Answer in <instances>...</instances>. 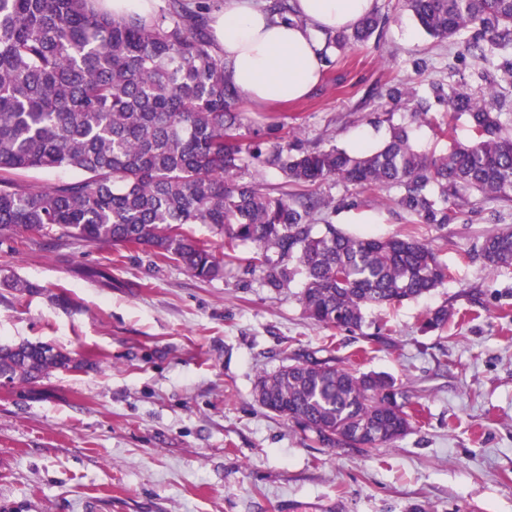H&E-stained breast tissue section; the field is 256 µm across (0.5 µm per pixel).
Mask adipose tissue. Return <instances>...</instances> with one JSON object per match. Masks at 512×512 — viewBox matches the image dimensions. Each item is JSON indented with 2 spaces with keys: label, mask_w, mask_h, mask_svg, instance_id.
<instances>
[{
  "label": "adipose tissue",
  "mask_w": 512,
  "mask_h": 512,
  "mask_svg": "<svg viewBox=\"0 0 512 512\" xmlns=\"http://www.w3.org/2000/svg\"><path fill=\"white\" fill-rule=\"evenodd\" d=\"M294 16L271 14L260 0H225L212 16L226 76L241 98L262 105L308 95L323 67L321 34L355 26L374 0H290Z\"/></svg>",
  "instance_id": "obj_1"
}]
</instances>
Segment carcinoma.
I'll return each mask as SVG.
<instances>
[{"mask_svg": "<svg viewBox=\"0 0 512 512\" xmlns=\"http://www.w3.org/2000/svg\"><path fill=\"white\" fill-rule=\"evenodd\" d=\"M431 37H464L479 60L512 82V0H402ZM96 0H0V236L59 232L91 244L148 247L196 279L224 275V261L252 245L246 274L277 291L298 281L308 319L360 330L371 308L423 297L448 277L426 242L410 234L355 237L336 229L333 199L307 191L337 181L395 191L393 202L421 224L443 228L456 202L474 194L512 199V136L502 114L512 100L496 82L477 100L465 91L438 98L468 117L472 136L439 157L417 151L406 129L380 148L354 154L309 148L297 131L271 123L244 140L235 86L210 39L204 3L168 0L150 17H114ZM372 12L351 32L325 33L339 51L369 40ZM278 170L284 186L256 181ZM66 169L71 181L25 182L19 173ZM206 224L221 247L194 234ZM473 258L489 272L512 267V226L484 237ZM76 273L112 287L108 270ZM0 285L20 300L41 286L17 275ZM448 323L428 313L422 331ZM82 361L44 343L0 345V376L32 384ZM264 408L328 447L376 448L404 436L412 402L381 372L339 367L306 352L257 378Z\"/></svg>", "mask_w": 512, "mask_h": 512, "instance_id": "carcinoma-1", "label": "carcinoma"}]
</instances>
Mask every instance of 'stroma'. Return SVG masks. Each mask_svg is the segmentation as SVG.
Segmentation results:
<instances>
[{"label":"stroma","instance_id":"obj_1","mask_svg":"<svg viewBox=\"0 0 512 512\" xmlns=\"http://www.w3.org/2000/svg\"><path fill=\"white\" fill-rule=\"evenodd\" d=\"M373 37L331 51L303 100L236 105L250 128L279 122L307 145L377 146L405 126L440 154L451 139L433 105L415 118L397 84L426 96L435 83L482 97L483 73L458 41L427 35L401 0H375ZM340 230L430 241L449 276L422 298L368 312L364 332L314 325L301 287H262L240 262L202 282L148 250L67 238L0 240V274L42 286L15 299L0 287V340L51 344L84 361L37 383L0 388V512H512V267L473 260L483 238L512 225V201L469 198L444 228L416 223L384 190L340 182ZM106 267L111 288L74 274ZM67 293L72 305L56 304ZM447 306V325L425 333L427 313ZM383 372L422 408L392 445L329 449L255 398L258 374L295 349Z\"/></svg>","mask_w":512,"mask_h":512}]
</instances>
